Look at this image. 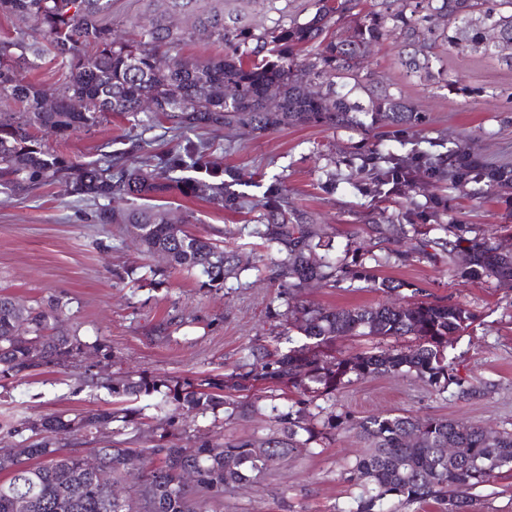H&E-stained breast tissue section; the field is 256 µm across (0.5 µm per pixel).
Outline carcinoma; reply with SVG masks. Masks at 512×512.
Segmentation results:
<instances>
[{
	"instance_id": "carcinoma-1",
	"label": "carcinoma",
	"mask_w": 512,
	"mask_h": 512,
	"mask_svg": "<svg viewBox=\"0 0 512 512\" xmlns=\"http://www.w3.org/2000/svg\"><path fill=\"white\" fill-rule=\"evenodd\" d=\"M280 0H132L131 12L114 11L115 0H0V16L12 20L0 33V187L28 194L47 185L67 195L97 202V222L119 224L152 257L164 253L181 271H199L203 287H224L234 273L235 256L208 238L185 229L189 220L171 210L140 206L149 197L181 195L236 212L243 207L236 173L214 170L199 179L187 172L204 164L209 150L191 141L180 150L155 153L139 166L126 153L104 151L89 162H75L51 150L44 136L68 138L78 129L98 126L110 114L145 116L148 125L168 120L180 127L211 129L236 126L262 133L291 125L367 128L387 137L393 128L420 125L425 115L403 95L398 84L364 70L372 49L391 39L399 47L398 68L405 80L424 86L440 82L465 95L480 93L458 79H446L445 56L468 53L489 57L512 70V52L489 41L496 32L512 44V0H302L288 10ZM305 15L299 19L291 12ZM190 24L178 27L172 17ZM343 34L336 35V26ZM224 46V55L187 59L183 46L200 36ZM56 63L63 82L52 105L27 79L43 61ZM153 109L143 107L145 101ZM448 170L434 159L414 154L404 159L388 151L355 168L348 184L364 183L383 198L395 186L417 189L433 176L456 185L484 176L469 165L459 147L447 156ZM251 209L264 229L254 231L267 247L282 246L286 257L270 269L285 304L312 282L334 283L344 267L312 258L322 246L316 225L288 201L281 183L269 181ZM465 273L512 281V249L489 235L467 240ZM58 298L33 309L0 294V365L21 373L40 365H58L83 352L86 344L62 330ZM293 328L303 336L285 351L247 349L237 370L220 379L167 381L139 375L115 377L114 396L159 395L155 407L168 405L194 418L224 408L226 419L254 407L248 395L232 398L224 391L256 389L270 400L280 436L175 445L159 422V443L151 448L105 444L91 449L111 483H126L128 462L148 456L157 464L128 487L127 498L112 497L108 484L84 469L78 448H57L51 437L94 431L106 438L141 429L138 414L126 410L70 417L53 413L24 423L38 436L21 459L0 448V512H217L224 491L250 485L264 475L340 431L355 432L365 452L347 469V481L360 488L353 502L338 512H387L393 502L406 508L427 499L442 512H471V490L512 471V433L489 432L448 417L419 418L385 413L354 419L323 407L355 380L401 374L415 377L437 392L456 389L458 399L481 396V389L457 374L448 361V344L474 322L462 304L426 301L379 302L335 309L296 306ZM404 337L416 344L405 349L362 351L324 360L318 350L339 336ZM290 385L302 397L282 407L277 391ZM469 448L471 453L448 465L442 449ZM182 470L194 484L179 490Z\"/></svg>"
}]
</instances>
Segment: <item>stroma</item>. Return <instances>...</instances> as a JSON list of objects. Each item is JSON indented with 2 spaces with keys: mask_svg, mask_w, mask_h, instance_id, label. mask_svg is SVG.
Here are the masks:
<instances>
[{
  "mask_svg": "<svg viewBox=\"0 0 512 512\" xmlns=\"http://www.w3.org/2000/svg\"><path fill=\"white\" fill-rule=\"evenodd\" d=\"M451 78L477 88L465 97L444 87L412 85L406 93L427 115L426 123L377 139L364 129H327L295 125L262 134L236 128L189 131L162 124L145 131L120 116L91 130H78L50 146L66 158L87 162L105 146L125 149L130 162L139 139L154 153L186 140L213 144L207 160L236 167L240 190L250 200L279 177L288 198L313 217L332 254L359 263L378 278L399 282L397 294L409 299L412 287L425 300L460 303L477 321L448 349L459 376L487 389L484 397L464 401L434 391L413 377L391 375L355 381L336 395V409L355 417L391 411L418 417L447 416L487 429L512 431V282L469 278L448 263L446 241L486 234L512 239V186L487 190L469 183L443 195L430 207L433 187L414 194L400 188L377 199L347 185L351 164L371 152L412 150L447 155L466 146L486 167L512 169V72L496 62L453 57ZM336 160L335 187H328L327 160ZM172 207L190 216L194 233L222 241L240 264L223 287H200V273L168 267L162 258L145 271L140 251L118 226L95 220L93 202L65 195L51 185L29 194L0 190V292L39 307L59 297L66 307L60 326L85 342L83 353L62 365L19 374L0 373V448H21L22 436L9 427L57 412L110 410L119 401L105 380L137 371L165 380L198 379L232 372L247 346L287 347L288 313L268 268L277 250L256 244L243 229L250 217L182 197ZM429 228L434 246L408 253L401 229ZM300 301L324 307L356 308L385 301V293L364 280L302 289ZM166 414L175 425V443H215L264 438L277 425L267 408L243 419L211 424L184 420L175 408ZM364 450L351 432L337 433L315 454L283 463L252 486L227 491L224 512H340L351 503L346 470Z\"/></svg>",
  "mask_w": 512,
  "mask_h": 512,
  "instance_id": "obj_1",
  "label": "stroma"
}]
</instances>
